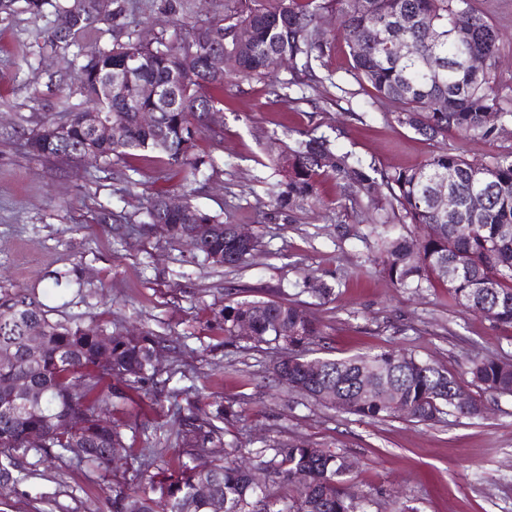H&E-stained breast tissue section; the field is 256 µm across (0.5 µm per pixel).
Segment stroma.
Masks as SVG:
<instances>
[{"label":"stroma","mask_w":512,"mask_h":512,"mask_svg":"<svg viewBox=\"0 0 512 512\" xmlns=\"http://www.w3.org/2000/svg\"><path fill=\"white\" fill-rule=\"evenodd\" d=\"M72 3L53 0L36 17L25 0H13L0 13V296L28 295L55 320H93L126 333L145 327L171 345L159 356L158 400L135 394L116 408L129 451L114 476L38 465L0 489V512H107L113 480H141L142 450L168 430L174 399L234 402L242 418L229 434L253 451L302 440L346 453L357 463L348 491L364 512H512V397L488 401L477 419L449 415L431 426L368 420L287 394L269 371L272 346L224 342L225 304L285 293L299 295L326 327L314 357L323 348L338 358L408 350L456 374L476 357H512L511 328L449 305L444 288L416 295L390 282L373 262L383 248L380 225L365 206L341 197L336 180L324 182L320 205L285 217L265 205L269 158L300 133L327 137L337 150L387 170L423 164L436 143L398 124L395 104L355 81L342 45L329 62L332 82L297 85L281 71L287 96L280 100L266 81L227 78L223 139H197V153L212 154L217 165L191 202L248 226L260 246L245 267L213 266L187 242L134 221L154 193L182 199L175 169L132 158L105 168L62 164L28 153L25 142L45 122L61 124L84 110L79 46L172 39L181 21L208 25L232 0H112L74 45H53L56 9ZM472 3L503 35L497 80L512 89V0ZM447 144L493 161L512 152V122L493 140L452 136ZM104 209L133 221L103 223ZM314 278L332 286L327 300L304 293V281Z\"/></svg>","instance_id":"obj_1"}]
</instances>
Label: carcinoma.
<instances>
[{
  "mask_svg": "<svg viewBox=\"0 0 512 512\" xmlns=\"http://www.w3.org/2000/svg\"><path fill=\"white\" fill-rule=\"evenodd\" d=\"M334 15L349 49L350 72L379 99L399 104L394 119L429 141H446L452 133L465 139L489 140L502 123L512 120L503 105L496 78L501 42L499 29L476 11L471 0H236L230 14L205 27L190 26L186 35L155 47L136 40L110 48L79 47L82 86L90 108L122 126L123 139L99 140L81 125L78 114L63 123H47L25 143L29 153L62 163L91 158L106 164L127 158L162 162L179 168L188 196L198 191L205 170L215 168L212 155L195 153L197 136L220 133L206 125L233 76L242 81L265 80L285 66L313 82L332 80L327 68L336 36L322 30L320 20ZM408 20L399 27L398 17ZM93 11L63 10L51 35H74L91 24ZM251 37L236 43L238 30ZM385 40L371 38L374 29ZM486 60L475 73L458 60L459 39ZM409 42L414 53L397 57L387 43ZM224 52V75L211 73V52ZM127 72L125 94L109 98L106 78ZM153 86L155 98L142 95ZM155 113L144 126L138 113ZM268 206L283 214L299 204L319 203L323 180H338L341 196L357 204L365 198L384 212L386 240L378 264L400 288L420 290L440 285L448 301L466 312L512 328V153L491 163L468 158L457 149L440 147L420 166L378 169L348 152L339 153L325 139H297L270 160ZM444 179L460 201L449 217L439 209L435 184ZM481 180L486 205L470 210L467 198ZM142 224L172 239L186 232L200 235L194 249L218 266L237 267L253 255L258 238L240 241L224 218L190 202L178 212L166 207V196L149 198ZM250 326L247 340L283 343L271 370L290 392L338 412L370 420L400 417L433 424L445 415L478 418L484 400L474 397L457 374L412 353L395 350L343 358L312 359L307 347L326 335L304 303L286 296L252 298L224 306V337L239 339L240 324ZM40 337L36 354L25 337ZM162 340L148 331L130 338L99 324L52 320L39 302L26 296L0 297V488L13 485L35 462L63 459L76 467L107 472L116 450L127 451L120 425L112 419V398H127L123 389L141 393L154 383L153 358ZM320 363L311 372L309 361ZM471 384L492 397H512V361L481 358L471 361ZM24 384L38 388L39 398L25 402L15 396ZM173 429L166 448L181 457L175 470L158 466L139 485L117 483L112 512H359L346 493L353 476L349 457L306 442L275 441L272 455L261 450L245 459L238 445L225 440L226 426L238 418L230 403L212 410L190 405L171 409ZM38 430L44 444L31 448L27 435ZM210 454L207 467L196 458ZM271 475L258 486L253 470ZM208 495H197V487Z\"/></svg>",
  "mask_w": 512,
  "mask_h": 512,
  "instance_id": "1",
  "label": "carcinoma"
}]
</instances>
